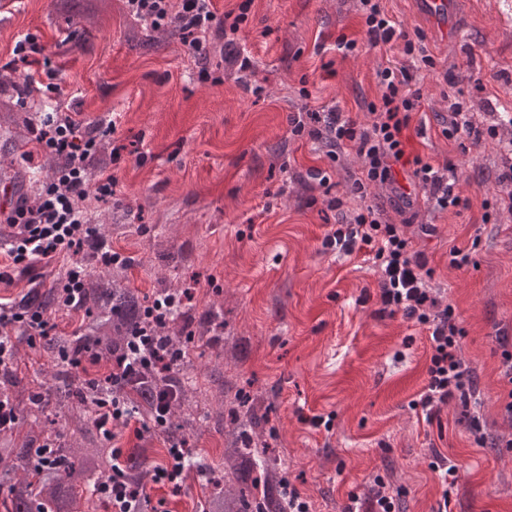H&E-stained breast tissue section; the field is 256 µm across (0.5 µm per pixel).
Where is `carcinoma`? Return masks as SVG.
I'll list each match as a JSON object with an SVG mask.
<instances>
[{
  "mask_svg": "<svg viewBox=\"0 0 512 512\" xmlns=\"http://www.w3.org/2000/svg\"><path fill=\"white\" fill-rule=\"evenodd\" d=\"M20 102L12 96L0 98V120L13 126L19 138L26 137L28 123L19 122L15 113ZM87 319L94 325V336L101 356H111L112 346L120 342L133 323L138 321L142 303L125 288L121 280L107 274L97 281L86 283ZM33 301L49 311L57 308L53 289L39 290ZM29 346L46 353L54 362V379L68 388L71 394L62 396L59 387L51 386L42 393L44 401L37 405L40 411L51 410L50 424L73 420L84 430L82 438L43 453L39 445L57 441L56 429L24 428L17 423L12 430L0 435V490L5 491L0 504L5 512H85L83 507L100 500L99 485L112 477V449L104 446L89 448L84 445L93 428L92 399L94 393L75 385L68 368L60 364L59 351L73 346V337L54 336ZM171 385L176 389V405L190 401L196 389L176 374H153L146 385H136L134 394L143 402L154 401L157 389ZM238 418L243 425L258 428L264 416L258 415L257 405L247 396L237 394L230 401L219 399L216 408L207 414L218 420L224 412ZM268 448H253L250 440L236 438L224 449L222 458L224 478L232 482L225 489H214L206 498L205 512H286L282 489L283 471L277 460L267 456ZM125 473L135 482L149 479V453L142 448L125 461Z\"/></svg>",
  "mask_w": 512,
  "mask_h": 512,
  "instance_id": "carcinoma-1",
  "label": "carcinoma"
}]
</instances>
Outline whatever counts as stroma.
I'll use <instances>...</instances> for the list:
<instances>
[{"instance_id": "35a3bbf8", "label": "stroma", "mask_w": 512, "mask_h": 512, "mask_svg": "<svg viewBox=\"0 0 512 512\" xmlns=\"http://www.w3.org/2000/svg\"><path fill=\"white\" fill-rule=\"evenodd\" d=\"M97 16L72 17L59 0H0V65L15 42L36 35L57 71L55 104L86 124L115 119L120 164L102 159L92 179L115 172L117 196L96 204L94 217L141 302L179 287L191 296L186 319L211 317L222 347L240 343L238 358L216 359L199 342L181 368L206 394L219 388L260 398L269 451L304 493L311 512H343L350 496L367 498L383 478L400 512H512V452L478 447L452 401L438 419L412 409L427 381L431 354L423 326L378 314L371 259L324 252L339 210L328 197L350 199L360 174L344 148L330 162L321 142L292 135L297 113L327 106L365 120L378 101L376 72L406 63L403 41L371 47L358 0H254L234 39L250 69L225 63L201 82L194 57L177 38L146 42L124 0H97ZM408 38H421L435 61L416 72L423 108L408 132V152L433 165L456 166L455 191L471 207L435 210L422 188L405 208L388 189L370 200L391 222L407 223L432 284L451 304L466 335L463 359L479 386L473 412L489 436L512 432L499 397V329L512 335V213L498 209V139L512 137V0H456L449 27L421 14L415 0H383ZM356 50L336 47L340 35ZM450 76L463 77L464 99L483 137L468 152L448 140L444 99ZM32 162H24L26 153ZM44 159L31 139L0 127V210L41 182ZM321 168L323 193L307 172ZM472 252L470 265L450 267L452 247ZM21 385H54L47 357L19 345ZM205 402L178 410L194 424L186 437L195 456L218 468L228 421L206 416ZM331 419L316 427L311 417ZM456 466L444 491L434 454ZM203 478L186 475L179 493L152 486L157 512H200Z\"/></svg>"}]
</instances>
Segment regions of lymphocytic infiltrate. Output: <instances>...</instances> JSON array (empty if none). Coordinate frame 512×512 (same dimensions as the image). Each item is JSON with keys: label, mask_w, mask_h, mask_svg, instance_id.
Segmentation results:
<instances>
[{"label": "lymphocytic infiltrate", "mask_w": 512, "mask_h": 512, "mask_svg": "<svg viewBox=\"0 0 512 512\" xmlns=\"http://www.w3.org/2000/svg\"><path fill=\"white\" fill-rule=\"evenodd\" d=\"M359 3L369 44H390L397 29L382 0ZM126 6L134 19L155 29L171 30L197 60L207 58L217 19L213 0H126ZM403 51L408 64L378 69L382 94L378 103L369 104L367 122H358L331 108L294 117L292 133L324 142L332 151L350 148L361 161L362 175L352 188L359 204L347 211L342 199L329 200V208L343 210L344 216L342 224L325 235L322 247L346 256L371 254L381 314L399 315L426 327L432 348L427 383L412 407L430 422L449 401L456 399L465 405L476 397L477 380L459 356L463 331L455 322L452 305L443 302L431 285L426 256L412 249L404 225L390 223L378 209L367 204V192L373 186L396 188V170L407 166L414 181L429 189L439 210L466 209L470 201L454 192L450 181L455 173L452 163L437 167L406 151L412 115L422 107L421 92L411 89L410 84L418 67L433 66L434 60L425 51L417 50L409 39L405 40ZM115 129L112 121L103 128L84 126L68 112L52 113L34 127L39 152L56 156L61 166L54 179L42 182L33 196L18 199L7 213L5 222L12 232L9 237L0 238V283L13 284L15 273H27L36 264L55 267L53 286L60 294L59 308L78 314L85 308L83 287L89 267L127 264V257L114 251L92 222L94 204L111 201L118 180L112 173L102 175L92 185L86 179L104 131ZM188 298V292L182 291L151 301L144 308L150 326L132 327L123 344L113 349L108 372L86 375L83 381L85 387L99 393L94 406L95 425L105 438H112L113 426H126L134 420L143 432L166 437V462L154 468L150 479L176 486L187 473L193 450L187 440L168 435L175 393L170 390L158 394L150 411L141 414L131 404L130 388L144 371L163 373L186 359V351L160 336L156 328L171 321L175 306ZM56 333V323L41 308L23 302H0V368L14 363L19 337L32 340ZM122 456V449H113L112 477L99 492L111 501L113 512H140L137 503L146 497L147 488L127 478Z\"/></svg>", "instance_id": "1"}]
</instances>
